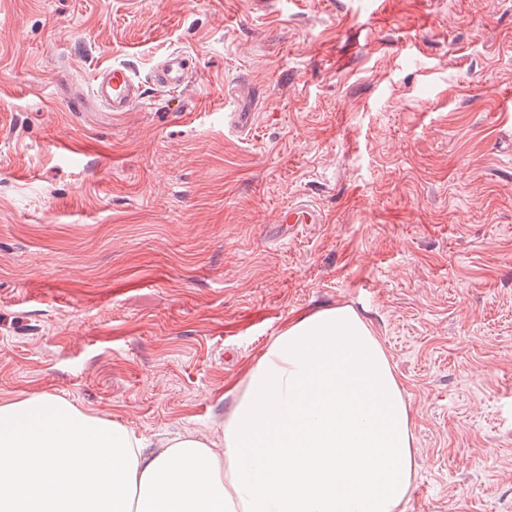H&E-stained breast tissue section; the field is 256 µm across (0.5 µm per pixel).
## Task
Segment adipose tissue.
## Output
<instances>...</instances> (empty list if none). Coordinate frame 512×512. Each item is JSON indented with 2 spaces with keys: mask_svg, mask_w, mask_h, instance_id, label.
I'll use <instances>...</instances> for the list:
<instances>
[{
  "mask_svg": "<svg viewBox=\"0 0 512 512\" xmlns=\"http://www.w3.org/2000/svg\"><path fill=\"white\" fill-rule=\"evenodd\" d=\"M217 440L145 442L45 392L0 402V512H407L410 404L348 306L277 336Z\"/></svg>",
  "mask_w": 512,
  "mask_h": 512,
  "instance_id": "adipose-tissue-1",
  "label": "adipose tissue"
}]
</instances>
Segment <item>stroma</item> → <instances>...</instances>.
Returning <instances> with one entry per match:
<instances>
[{"label": "stroma", "mask_w": 512, "mask_h": 512, "mask_svg": "<svg viewBox=\"0 0 512 512\" xmlns=\"http://www.w3.org/2000/svg\"><path fill=\"white\" fill-rule=\"evenodd\" d=\"M115 63L145 100L73 110ZM336 305L410 403L408 512H512V0H0V400L212 439ZM194 60L189 54L172 51L164 55L160 66L154 71L152 83L169 93H181L192 84L189 73L194 68ZM322 214L311 204L305 201L291 203L280 212V224H319L322 223Z\"/></svg>", "instance_id": "35a3bbf8"}]
</instances>
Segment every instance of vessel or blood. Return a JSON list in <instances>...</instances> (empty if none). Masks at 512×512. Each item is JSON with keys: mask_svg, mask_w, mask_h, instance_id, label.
Listing matches in <instances>:
<instances>
[{"mask_svg": "<svg viewBox=\"0 0 512 512\" xmlns=\"http://www.w3.org/2000/svg\"><path fill=\"white\" fill-rule=\"evenodd\" d=\"M193 67L194 60L189 54L169 52L154 71L152 83L169 93L184 92L192 84L190 73ZM145 97L143 83L127 65L119 63L96 73L85 99L117 118L142 103ZM280 221L287 225L319 224L323 216L313 205L301 201L285 206L280 212Z\"/></svg>", "mask_w": 512, "mask_h": 512, "instance_id": "obj_1", "label": "vessel or blood"}]
</instances>
